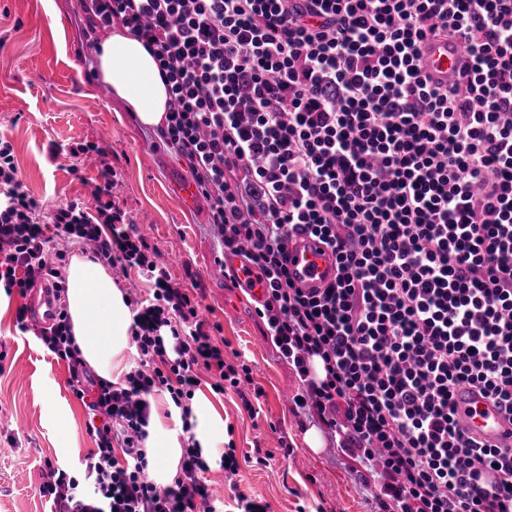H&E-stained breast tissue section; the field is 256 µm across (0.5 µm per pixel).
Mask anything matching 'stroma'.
Masks as SVG:
<instances>
[{
	"instance_id": "1",
	"label": "stroma",
	"mask_w": 512,
	"mask_h": 512,
	"mask_svg": "<svg viewBox=\"0 0 512 512\" xmlns=\"http://www.w3.org/2000/svg\"><path fill=\"white\" fill-rule=\"evenodd\" d=\"M79 0H0V138L10 142L26 190L46 210L91 203L100 170L72 153L98 143L116 174L114 194L139 232L169 260L172 279L202 292V313L219 325L225 354L240 353L265 395L251 416L235 393H214L210 377L199 389L224 417V440L237 457L267 451V463L244 462L237 490L213 467L206 478L224 512H235V493L269 506V512H373L362 490L360 465L332 442L317 450L303 442L310 421H299L283 390H298L293 366L279 358L254 302L215 262L210 207L202 197L183 203L170 189L186 178L184 165L157 145L96 74L94 50L79 34ZM111 128V139L99 132ZM56 144L58 159L47 147ZM24 300L12 294L0 314V512H45L38 488L45 460L68 464L94 447L86 432V409L69 387L65 364L57 363L30 334L16 328ZM68 416L60 433L48 408Z\"/></svg>"
}]
</instances>
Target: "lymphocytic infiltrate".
I'll return each mask as SVG.
<instances>
[{
  "mask_svg": "<svg viewBox=\"0 0 512 512\" xmlns=\"http://www.w3.org/2000/svg\"><path fill=\"white\" fill-rule=\"evenodd\" d=\"M81 4L86 37L116 24L154 57L168 93L155 135L210 203L215 260L240 258L264 283L256 313L299 378L294 411L379 476V512H512V446L466 437L454 401L465 384L512 415V0ZM431 38L464 45L453 82L424 74ZM77 151L106 181L92 205L46 216L0 140V288L51 284L57 314L37 338L93 415L81 474L50 467L39 494L49 512H216L194 446L173 485L148 480V398L191 399L204 373L214 392L239 391L251 369L225 361L199 296L115 202L104 149ZM300 235L336 261L315 292L286 266ZM72 243L153 282L129 302L137 359L120 382L91 373L72 340Z\"/></svg>",
  "mask_w": 512,
  "mask_h": 512,
  "instance_id": "obj_1",
  "label": "lymphocytic infiltrate"
}]
</instances>
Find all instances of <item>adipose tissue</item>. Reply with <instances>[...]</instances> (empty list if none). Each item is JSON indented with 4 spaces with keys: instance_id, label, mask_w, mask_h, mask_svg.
I'll return each instance as SVG.
<instances>
[{
    "instance_id": "1",
    "label": "adipose tissue",
    "mask_w": 512,
    "mask_h": 512,
    "mask_svg": "<svg viewBox=\"0 0 512 512\" xmlns=\"http://www.w3.org/2000/svg\"><path fill=\"white\" fill-rule=\"evenodd\" d=\"M97 71L114 96L145 127L159 126L167 108V92L157 65L137 38L114 27L101 43ZM66 303L71 331L81 357L101 379L118 382L135 353L129 336L133 314L127 296L110 269L88 257L73 254L66 269ZM143 442L148 469L156 484H172L180 468L187 438H194L201 456L216 466L224 446V419L209 398L196 393L183 417L166 394L151 398Z\"/></svg>"
}]
</instances>
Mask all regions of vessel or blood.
Listing matches in <instances>:
<instances>
[{
  "instance_id": "vessel-or-blood-1",
  "label": "vessel or blood",
  "mask_w": 512,
  "mask_h": 512,
  "mask_svg": "<svg viewBox=\"0 0 512 512\" xmlns=\"http://www.w3.org/2000/svg\"><path fill=\"white\" fill-rule=\"evenodd\" d=\"M462 62L461 48L450 39H431L422 48L421 66L434 81L445 83L453 79ZM226 269L238 287L246 289L253 299H260L264 288L255 276L246 274L239 259L227 260ZM288 269L297 286L314 289L326 287L336 273L335 259L318 240L310 236L294 239L288 247ZM56 302L46 285L35 286L27 301V316L39 325L52 321ZM457 403L461 429L487 445L505 446L512 443V423L508 422L498 403L478 389L458 386Z\"/></svg>"
}]
</instances>
